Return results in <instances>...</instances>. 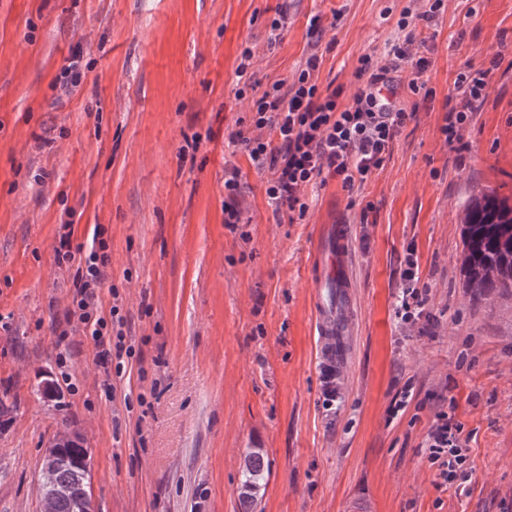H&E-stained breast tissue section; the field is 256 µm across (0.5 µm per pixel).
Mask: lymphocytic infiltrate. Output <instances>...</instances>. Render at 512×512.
<instances>
[{"mask_svg":"<svg viewBox=\"0 0 512 512\" xmlns=\"http://www.w3.org/2000/svg\"><path fill=\"white\" fill-rule=\"evenodd\" d=\"M426 10L403 11L397 22L402 40L392 44L383 57L363 54L355 72L357 88L345 94L343 86L320 88L315 74L322 62L318 54H310L304 67L292 82L277 81L254 99L251 122L253 132L237 130L231 143L240 146L258 169L268 171L266 194L274 213L286 215L289 222L303 219L309 205L302 193L304 187L329 176L340 181L344 189L367 178L385 161L401 131L418 114L401 97L383 101L380 89L408 88L412 94L425 90L424 73L430 66L427 57L414 50L419 24L432 23L440 15L443 0H427ZM501 62L493 57L488 68L472 71L461 69L454 80V91L444 105L439 127L445 143L456 152L466 145L461 133L470 123L474 112L484 104L491 77ZM410 79H403V72ZM58 261L71 262L83 256L78 268L73 309L65 314L66 322L82 325L91 336L96 349V364L105 373L102 387L112 393V377L122 374L126 357L132 349L108 339L107 319L118 316V308L109 315L99 311V288L104 270L110 262L106 246L94 239L92 247L73 244L70 236H62L56 249ZM401 277L405 282L396 315L406 324H416L427 302V288L417 277L414 248H407ZM425 448L428 460L437 467L442 486L450 487L468 476L467 450L462 439V427L454 417L441 411L429 429Z\"/></svg>","mask_w":512,"mask_h":512,"instance_id":"1","label":"lymphocytic infiltrate"}]
</instances>
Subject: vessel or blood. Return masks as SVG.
Listing matches in <instances>:
<instances>
[{"mask_svg":"<svg viewBox=\"0 0 512 512\" xmlns=\"http://www.w3.org/2000/svg\"><path fill=\"white\" fill-rule=\"evenodd\" d=\"M350 228L345 224L323 225L318 234L319 285L329 289L333 299L319 302V335L325 367L334 369L345 361L346 338L353 332L349 321L352 305L350 272Z\"/></svg>","mask_w":512,"mask_h":512,"instance_id":"b4317fda","label":"vessel or blood"}]
</instances>
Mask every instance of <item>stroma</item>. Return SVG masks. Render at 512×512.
I'll use <instances>...</instances> for the list:
<instances>
[{"label":"stroma","instance_id":"35a3bbf8","mask_svg":"<svg viewBox=\"0 0 512 512\" xmlns=\"http://www.w3.org/2000/svg\"><path fill=\"white\" fill-rule=\"evenodd\" d=\"M409 5L0 0V396L11 402L0 512H40L41 456L65 419L92 450L98 512H241L253 451L267 462L254 512H501L512 500V295L477 294L461 271L471 199H512V0H445L418 31L432 99L367 181L308 186L296 223L274 214L267 173L229 139L253 98L292 81L311 52L320 86L353 90L360 57L385 53ZM246 48L254 87L239 98ZM496 54L455 162L444 104L460 69ZM233 171L243 222L232 229ZM331 221L351 227L355 335L330 404L314 273ZM67 232L106 241L100 308L127 320L134 355L108 396L93 340L64 322L77 265L55 248ZM410 245L429 288L425 335L394 315ZM448 409L469 476L446 489L423 444ZM240 194V182L238 172H231L224 180V224H241V210L238 197Z\"/></svg>","mask_w":512,"mask_h":512}]
</instances>
